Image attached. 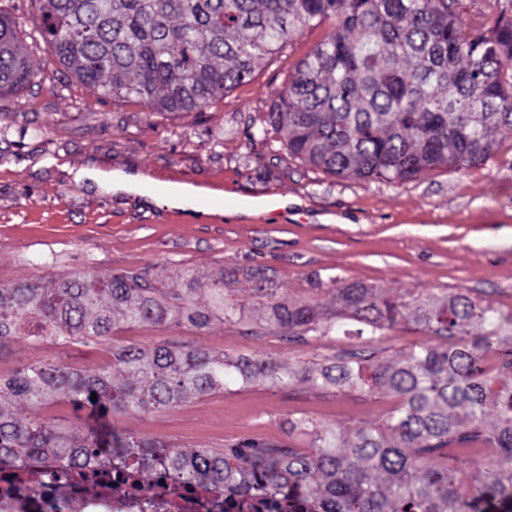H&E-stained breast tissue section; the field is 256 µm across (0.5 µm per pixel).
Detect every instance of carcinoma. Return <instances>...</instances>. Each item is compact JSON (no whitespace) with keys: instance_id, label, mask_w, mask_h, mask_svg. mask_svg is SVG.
<instances>
[{"instance_id":"1","label":"carcinoma","mask_w":512,"mask_h":512,"mask_svg":"<svg viewBox=\"0 0 512 512\" xmlns=\"http://www.w3.org/2000/svg\"><path fill=\"white\" fill-rule=\"evenodd\" d=\"M34 32L48 54L92 94L136 99L153 114L204 112L251 78L311 27L328 32L292 72L251 138L280 135L288 155L335 177L404 182L480 165L491 133L512 129V4L486 0L466 24L455 0H37ZM36 72L15 17L0 14V97ZM169 294L147 271L72 270L48 279L0 282V343L11 336L102 345L117 322L166 321L205 328L241 308L194 300L196 283ZM343 311L274 302L270 319L288 338L329 335L345 315L374 330L412 321L452 339L416 346L401 360L365 365L354 353L330 365L297 367L171 344L111 346L106 364L81 372L32 363L0 378V471L27 472L53 460L98 466L144 485L162 467L186 487L224 490L237 512H512V316L450 295L442 302L385 297L374 288H336ZM474 324L486 332L470 338ZM120 374L116 384L112 375ZM300 379L319 390L388 393L398 405L378 424L320 427L290 422L311 451L246 441L189 453L108 432L113 412L149 414L231 385L280 386ZM96 399H91V396ZM21 405L4 409L8 400ZM64 399L87 411L73 427L43 417ZM447 448H489L495 465L463 487V460ZM439 457L427 470L421 460Z\"/></svg>"}]
</instances>
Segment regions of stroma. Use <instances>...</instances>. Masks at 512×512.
<instances>
[{
	"label": "stroma",
	"mask_w": 512,
	"mask_h": 512,
	"mask_svg": "<svg viewBox=\"0 0 512 512\" xmlns=\"http://www.w3.org/2000/svg\"><path fill=\"white\" fill-rule=\"evenodd\" d=\"M325 33L320 27L306 34L216 108L176 116L100 100L70 80L43 46L31 44L36 84L0 97V128L9 129L0 138V281L71 269H146L156 287L174 293L186 288L187 275L205 282L220 274L224 296L242 306V318L204 329L121 323L112 343L172 342L289 364L325 365L357 352L374 362L444 339L404 322L362 335L357 322L341 319L330 336L283 340L263 320L264 300L249 270L264 269L275 301L287 304L336 309L337 286L359 283L394 299L464 295L511 315V130L495 133V152L483 164L404 183L335 178L290 157L279 141L251 139L286 73ZM34 128L40 136H31ZM88 167L169 185L187 180L228 199L286 197L293 204L252 217L233 208L202 215L169 208L162 196L147 203L133 194L97 193L74 180ZM47 358L88 372L108 352L103 345L54 349L16 336L0 343V378ZM396 403L382 393L322 392L299 381L257 383L169 410L116 415L110 424L185 451L244 439L303 448L307 440L290 432V421L366 425L383 421Z\"/></svg>",
	"instance_id": "stroma-1"
}]
</instances>
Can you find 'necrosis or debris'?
<instances>
[{
    "instance_id": "obj_1",
    "label": "necrosis or debris",
    "mask_w": 512,
    "mask_h": 512,
    "mask_svg": "<svg viewBox=\"0 0 512 512\" xmlns=\"http://www.w3.org/2000/svg\"><path fill=\"white\" fill-rule=\"evenodd\" d=\"M58 468L32 475L27 483L0 481V512H212L211 502L224 499L222 491L210 487L185 489L172 481L153 483L149 489L130 484L112 487L107 480L93 482L78 473L52 479Z\"/></svg>"
}]
</instances>
